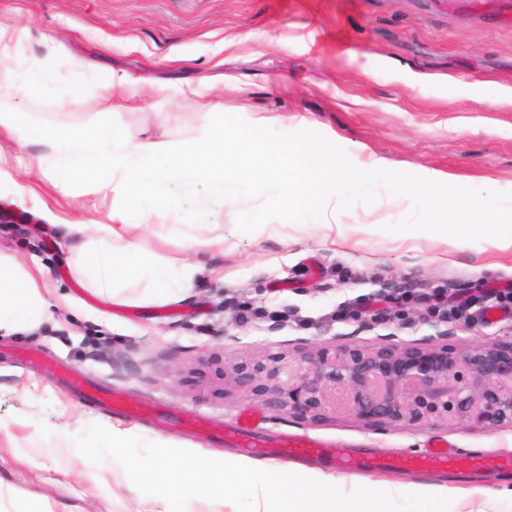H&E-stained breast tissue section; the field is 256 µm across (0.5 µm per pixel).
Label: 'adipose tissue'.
Instances as JSON below:
<instances>
[{
  "mask_svg": "<svg viewBox=\"0 0 512 512\" xmlns=\"http://www.w3.org/2000/svg\"><path fill=\"white\" fill-rule=\"evenodd\" d=\"M28 79L14 80L0 57V88H8L9 105L0 106V133L21 145L40 150L30 162L61 193L86 182L93 192L112 196L114 206L105 220L74 224L70 230L80 242L72 246V264L85 273L97 291L122 302L125 281L146 275L152 287L147 299L164 305L183 299L193 288L196 268L184 263L156 262L141 267L131 230L149 224L168 225L169 237L190 251L221 245L212 230L217 213L234 209L238 224H270L280 216L295 217L317 210L323 224L355 196L367 194L382 176L379 165L351 172L326 164L308 151H288L269 140L262 129L245 136L224 134V115L209 113L198 134L171 141L136 140L116 133L107 108L111 94L91 135L35 123L27 116L33 94L50 87L53 75L40 62H31ZM420 208L436 215V228L466 223L486 200L482 192L451 184L449 177L433 176L427 184L409 188ZM46 303L35 281L0 258V329H20L39 321Z\"/></svg>",
  "mask_w": 512,
  "mask_h": 512,
  "instance_id": "obj_1",
  "label": "adipose tissue"
}]
</instances>
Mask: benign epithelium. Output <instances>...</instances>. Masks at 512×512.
<instances>
[{
	"label": "benign epithelium",
	"instance_id": "7a95c632",
	"mask_svg": "<svg viewBox=\"0 0 512 512\" xmlns=\"http://www.w3.org/2000/svg\"><path fill=\"white\" fill-rule=\"evenodd\" d=\"M442 330L431 343L391 337L370 348L333 342L286 365L231 369L238 388L311 422L344 414L370 425L403 428L454 412L485 428H512V339L466 353Z\"/></svg>",
	"mask_w": 512,
	"mask_h": 512
}]
</instances>
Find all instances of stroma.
Here are the masks:
<instances>
[{
    "label": "stroma",
    "instance_id": "stroma-1",
    "mask_svg": "<svg viewBox=\"0 0 512 512\" xmlns=\"http://www.w3.org/2000/svg\"><path fill=\"white\" fill-rule=\"evenodd\" d=\"M1 24L12 29L7 51L17 65L38 59L57 75L54 89L28 102L37 122L95 132L113 79L123 87L112 124L135 138L194 137L204 104L220 103L225 134L261 122L269 139L310 147L350 171L381 162L385 182L374 214L359 196L332 225L311 211L290 224L241 227L222 210L223 248L199 253L164 228L136 229L144 260L196 264V286L159 306L147 303L143 278L116 304L71 268L67 234L68 225L103 219L111 197L82 184L61 195L27 170L38 145H7L0 212L11 221L0 223V255L36 274L48 308L30 328L0 331V512H134L122 468L104 460L95 483L70 458L73 436L94 423L241 453L163 419L114 412L51 376L45 365L55 361L99 390L121 389L130 405L151 401L228 427L247 415L266 440L309 435L376 458L378 467L360 472L301 459L334 475L346 494L440 485L449 512H512V472L471 466L476 455L512 456V429L465 418L405 428L347 417L310 423L224 381L231 365H269L336 339L413 343L448 328L465 351L512 335V319L427 320L410 298L373 320L358 310L392 280L476 302L512 281V245L503 242L512 226L478 211L475 233L448 238L420 224L406 197L409 185L439 174L512 199V0H0ZM493 90L502 94L494 106L485 101ZM436 439L452 445L456 471L407 466Z\"/></svg>",
    "mask_w": 512,
    "mask_h": 512
}]
</instances>
